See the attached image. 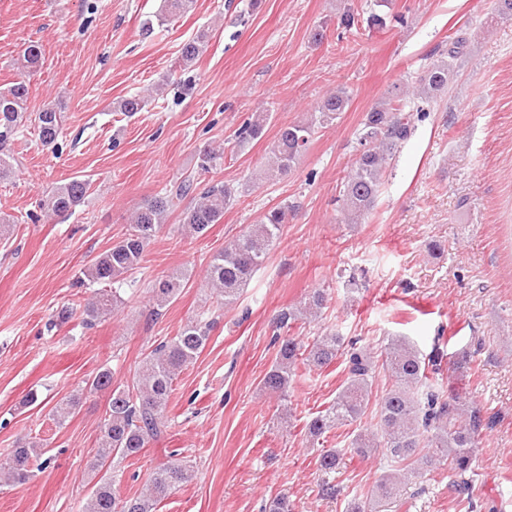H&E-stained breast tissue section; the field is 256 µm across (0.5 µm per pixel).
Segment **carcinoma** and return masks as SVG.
<instances>
[{
  "instance_id": "obj_1",
  "label": "carcinoma",
  "mask_w": 512,
  "mask_h": 512,
  "mask_svg": "<svg viewBox=\"0 0 512 512\" xmlns=\"http://www.w3.org/2000/svg\"><path fill=\"white\" fill-rule=\"evenodd\" d=\"M194 0H164L156 21L144 22L149 31L153 24L164 25L190 11ZM207 34L201 33L182 43L179 62L186 68L204 53ZM466 54V41L454 37L448 43L446 57L430 63L419 81L418 96L431 100L448 85L453 62ZM42 57L38 43L30 42L20 56L21 68H35ZM408 92L395 87L365 113L357 131L356 157L338 190L341 213L346 224H362L371 215L383 184L389 161L405 141L412 127V114L407 112ZM351 97L345 87L326 94L310 118L282 126L271 147L270 177L292 171L318 129L334 124L347 111ZM148 99L138 94L120 99L115 109L128 114L141 112ZM270 119L268 112H255L235 130L239 147L263 136ZM38 132L41 143L56 146L62 133V114L47 105L36 112L29 110V87L24 81L14 82L0 90V150L14 141L26 123ZM224 152L209 146L198 153V173L205 175L221 164ZM90 188L89 181L77 177L57 184L37 207L43 216L64 220L83 202ZM235 196L234 189L221 181H209L205 186L188 178L144 200L131 218L125 237L100 253L81 269L79 283L100 285L95 296L82 310L83 323L91 326L99 318L114 311L117 291L111 285L141 265L145 249L163 228L169 210L188 199L182 210L181 228L191 236H204L214 224L221 223L224 210ZM291 206H277L250 226L248 231L214 254L208 264L206 278L216 290L217 303L224 307L237 303L241 292L254 273L268 258L288 223ZM183 288L179 276L164 279L152 289V301L158 308L172 302ZM325 292L316 289L295 308L281 311L277 326L292 328L298 321L317 316L325 308ZM214 321L203 314L188 320L172 339L159 343L140 361L131 384L116 385L110 368H100L85 382L89 394L108 390L110 399L100 425L98 447L86 461V469L96 479L81 512H156L157 505L175 485L193 472V465L178 458L158 466L138 495L122 497L114 490L115 467L127 458L144 452L150 442L164 432L168 403L174 391V381L206 347ZM344 359L347 377L331 405L312 417L307 425V437L320 439L328 430L349 426L363 416L371 401L372 388L378 369L388 376L390 387L377 406L376 430L359 432L352 440L350 451L358 456L372 449H386L387 457L404 466L406 473H389L373 486L370 497L350 500L348 512H397L402 485L423 468L445 460L448 465V485L455 491H470L475 482V448L479 437L493 428L501 413L469 402L455 388L443 389L441 360L435 353L424 356L405 339L396 337L375 355L351 343L344 348L341 336L325 333L304 340L284 336L275 363L263 379L267 391L286 396L288 384L297 363L315 367L328 366ZM81 396L72 395L55 407L54 416L63 423L73 415ZM43 444L25 441L0 462V476L11 483H24L34 473L41 458ZM340 451L330 448L321 454L320 469L329 474L336 471Z\"/></svg>"
}]
</instances>
